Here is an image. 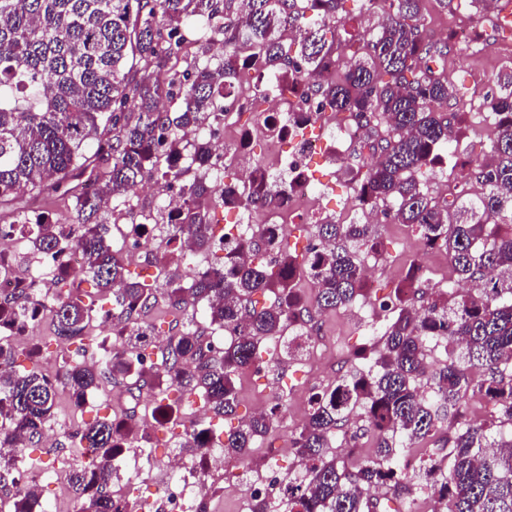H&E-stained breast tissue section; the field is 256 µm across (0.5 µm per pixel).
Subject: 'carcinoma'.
<instances>
[{"label": "carcinoma", "mask_w": 512, "mask_h": 512, "mask_svg": "<svg viewBox=\"0 0 512 512\" xmlns=\"http://www.w3.org/2000/svg\"><path fill=\"white\" fill-rule=\"evenodd\" d=\"M345 2L0 0V206L28 188L61 191L73 198L78 221L66 235L45 214H23L0 224V236L24 233L34 252L57 257L75 248L84 258L76 273L61 269L48 304L0 292V321L23 325L42 309L64 343L81 342L95 307L74 284L89 277L113 290L119 312L103 318L124 337L119 350L103 337L95 365L72 362L54 379L18 364L15 343L0 342V480L16 487L10 512H47L37 489L20 482L13 442L21 435L39 442L58 388L77 408L102 382L130 393L164 389L195 395L205 411L226 418L238 405L234 378L262 370L267 342L275 343L274 364L296 360L317 314L366 297L363 265L381 252L376 224L327 214L307 225L314 247L294 256L284 238L234 235L232 225L212 222L216 193L226 210L272 208L287 188L258 163L246 187L232 180L218 193L213 185L211 143L200 133L224 120L240 60L294 84L334 66V79L312 92L331 115L348 114L376 153L355 179L360 205L416 230L424 254L445 252L453 273L433 282L423 261L412 262L405 285L378 302L384 321L373 335L375 358L311 395L291 439L301 471L288 478L282 512H386L388 504L369 494L378 484L392 487L401 512L433 481L436 512H512V71L498 77L491 97L488 151L470 159L452 200L442 203L428 192L426 173L439 152L453 155L459 131L458 114L444 110L457 94L445 75L448 44L424 34L423 0H385L383 19L359 33L364 57L344 67L336 52ZM214 35L224 48L217 64L209 56ZM190 37L201 51L193 71L159 81L156 70ZM146 179L162 191L176 182L185 196L175 216L160 211L150 223L152 237L165 243L162 265L185 262L184 238L197 258L210 259L187 283L129 278L112 248L109 200ZM303 279L316 290L311 305L298 288ZM160 290L176 310L201 308L202 326L171 332L156 370L146 354L154 328L144 317ZM217 333L225 336L219 350L209 341ZM441 341L448 360L436 365L430 352ZM476 396L493 404L495 420H466ZM279 412L276 405L229 433L224 454L248 460ZM352 415L376 448L356 467L331 451ZM132 429L97 418L68 435L71 447L95 452L94 468L71 470L80 512H125V499L112 491L120 479L114 458L132 448ZM438 434L442 456L409 467L408 449Z\"/></svg>", "instance_id": "carcinoma-1"}]
</instances>
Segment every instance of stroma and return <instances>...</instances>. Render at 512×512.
<instances>
[{
	"mask_svg": "<svg viewBox=\"0 0 512 512\" xmlns=\"http://www.w3.org/2000/svg\"><path fill=\"white\" fill-rule=\"evenodd\" d=\"M491 17L490 11L477 13L460 6L445 12L435 0H427L424 28L431 36L460 23L469 24L479 30L489 27ZM511 68L512 35H501L495 44L485 48L473 42L450 43L446 72L450 79L462 87L459 98L448 104L449 111L459 115L460 164L454 167L445 161L436 165L428 177L429 189H437L443 183H452L454 175L463 172L462 161L488 145L493 136V125L488 117L489 91L495 88L497 76ZM313 164L316 170L325 174L327 184L335 188L333 197L317 200L316 205L321 212H337L346 203L355 201L356 194L349 171L339 170L334 162L333 152L317 155ZM381 238L385 247L367 297L351 308L319 314L311 333L309 349L300 360L283 365L280 381H272L264 374L249 370L241 373L236 380L238 408L235 417L211 419L212 428L221 434L228 433L238 426L240 419L253 415L258 408L272 407L278 401L292 406L299 413H306V400H294V392L310 384L319 389L331 386L338 377L358 367L360 350L371 343L369 327L378 320L375 300L392 294L403 283L410 260L423 257L429 277L436 282L447 281L450 269L445 255L424 254L421 238L411 228L388 223L383 228ZM31 350L37 351L44 373L55 375L62 371L64 358L50 316H43L33 340L19 348L23 354ZM139 401H147L161 408L173 407L172 419L158 430L154 445L163 455L176 449L186 428L194 420L193 410L180 403L171 404L165 393L159 390L145 388L139 393L131 394L123 388L112 386L105 392L95 391L85 417L90 420L98 416H123L131 413ZM296 428V423L287 415L277 416L269 431L255 441L250 464L244 465L236 458H228L224 469L214 473L209 479L212 489L207 502L208 512H241L243 484L261 477L269 465H277L283 473L295 472L297 459L290 443V435ZM65 457L68 469L75 463L73 451H66ZM67 469L50 481L42 477L40 470L32 469L28 472L29 482L37 486L42 503L51 512H76Z\"/></svg>",
	"mask_w": 512,
	"mask_h": 512,
	"instance_id": "obj_1",
	"label": "stroma"
}]
</instances>
